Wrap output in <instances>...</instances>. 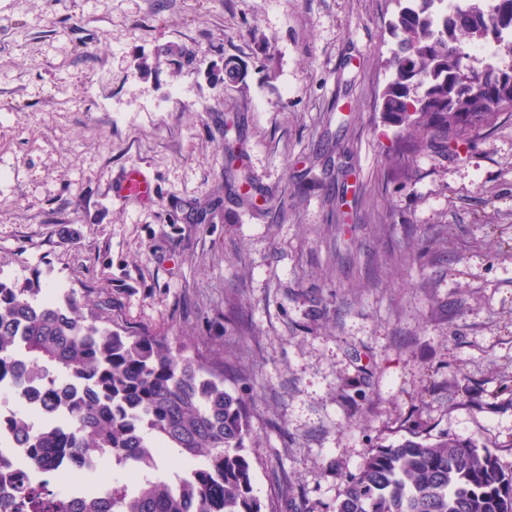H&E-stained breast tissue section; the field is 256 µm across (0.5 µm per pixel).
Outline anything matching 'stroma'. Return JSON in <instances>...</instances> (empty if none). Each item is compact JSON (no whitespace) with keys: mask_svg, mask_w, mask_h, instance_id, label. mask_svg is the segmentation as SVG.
<instances>
[{"mask_svg":"<svg viewBox=\"0 0 512 512\" xmlns=\"http://www.w3.org/2000/svg\"><path fill=\"white\" fill-rule=\"evenodd\" d=\"M396 10L0 0V280L224 362L277 512L418 431L512 466V117L395 179ZM156 187L152 178L139 166H130L117 185V195L141 204L155 198Z\"/></svg>","mask_w":512,"mask_h":512,"instance_id":"1","label":"stroma"}]
</instances>
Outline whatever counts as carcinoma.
Masks as SVG:
<instances>
[{
  "instance_id": "obj_1",
  "label": "carcinoma",
  "mask_w": 512,
  "mask_h": 512,
  "mask_svg": "<svg viewBox=\"0 0 512 512\" xmlns=\"http://www.w3.org/2000/svg\"><path fill=\"white\" fill-rule=\"evenodd\" d=\"M396 2L385 61L391 80L379 111L399 128L390 169L407 178L415 156H445L448 145L469 144L512 115V66L488 65L475 81L465 63L470 44L512 32V0H490L487 10L462 6L442 28L434 25L435 0ZM6 366L19 383L46 382L43 406L68 423L58 436L17 417L14 431L33 449L31 465L85 458V498L94 497L104 455L120 469L134 464L144 472L134 489L114 488L94 509L20 477L10 512H277L254 494L248 410L225 388L224 367L173 350L166 336L114 330L71 299L60 303L0 280V369ZM68 379L85 383L87 395L56 391L54 383ZM169 455L183 465L173 480L156 476ZM336 512H512V468L472 440L414 436L367 452Z\"/></svg>"
}]
</instances>
